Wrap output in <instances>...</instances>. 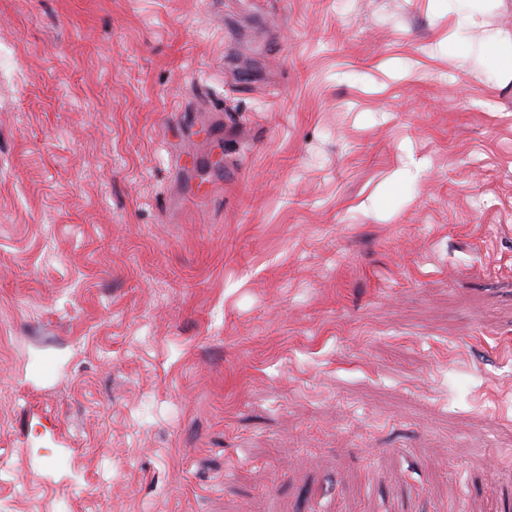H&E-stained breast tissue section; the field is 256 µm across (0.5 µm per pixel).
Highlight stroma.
<instances>
[{
    "instance_id": "35a3bbf8",
    "label": "stroma",
    "mask_w": 512,
    "mask_h": 512,
    "mask_svg": "<svg viewBox=\"0 0 512 512\" xmlns=\"http://www.w3.org/2000/svg\"><path fill=\"white\" fill-rule=\"evenodd\" d=\"M508 56L512 0H0V512H512Z\"/></svg>"
}]
</instances>
